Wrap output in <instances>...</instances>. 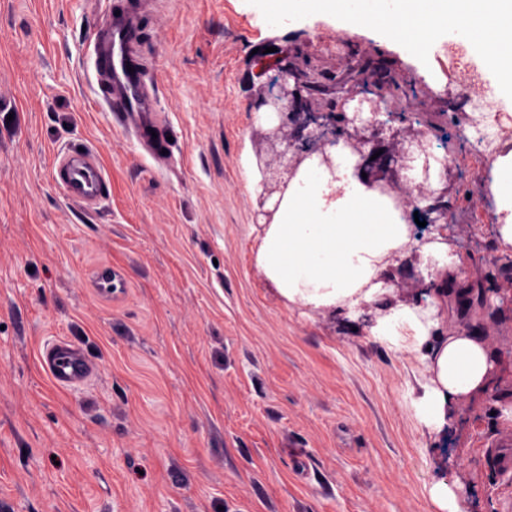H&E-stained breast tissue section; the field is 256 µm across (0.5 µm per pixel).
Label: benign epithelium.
<instances>
[{
    "mask_svg": "<svg viewBox=\"0 0 512 512\" xmlns=\"http://www.w3.org/2000/svg\"><path fill=\"white\" fill-rule=\"evenodd\" d=\"M271 68L275 74L258 87L251 108L268 116L263 137L273 144L283 143L285 147L279 154L280 168L272 171L271 180L275 186L264 189L259 206H265L273 193H285L298 165L313 154H320L322 162L331 165L326 146H333L341 139L358 141L369 147L368 151L361 153L360 169L367 174L370 186L381 192H402L403 185L399 181L386 180L381 173L400 160L411 158L412 147L420 145V132L409 133L405 147L395 148L378 140H370L362 135V128L356 125L361 107H351L354 112L352 117L345 112H314L308 103V95L312 94L311 82L299 78L288 58H281ZM289 124L293 125V131L286 135L283 129Z\"/></svg>",
    "mask_w": 512,
    "mask_h": 512,
    "instance_id": "1",
    "label": "benign epithelium"
}]
</instances>
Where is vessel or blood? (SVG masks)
<instances>
[{
	"instance_id": "1",
	"label": "vessel or blood",
	"mask_w": 512,
	"mask_h": 512,
	"mask_svg": "<svg viewBox=\"0 0 512 512\" xmlns=\"http://www.w3.org/2000/svg\"><path fill=\"white\" fill-rule=\"evenodd\" d=\"M150 3L151 0H126L119 15L96 32L94 51L96 65L108 79L113 111L123 114L139 145L157 157L164 143L153 136L159 126V114L156 98L145 82L149 65L140 51V22ZM52 176L68 200L87 208L97 205L107 187L105 169L96 154L89 150L72 151L56 159ZM94 279L107 284L116 295L122 294L127 286L125 274L114 267H98ZM39 359L50 379L62 388L83 383L96 371L92 361L65 339L47 344ZM490 465L501 477L512 476L511 438L494 441Z\"/></svg>"
}]
</instances>
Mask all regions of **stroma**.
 <instances>
[{"label": "stroma", "mask_w": 512, "mask_h": 512, "mask_svg": "<svg viewBox=\"0 0 512 512\" xmlns=\"http://www.w3.org/2000/svg\"><path fill=\"white\" fill-rule=\"evenodd\" d=\"M117 2L0 0V512H438L442 478L464 483L462 512H501L479 453L512 434V257L445 45L430 79L383 35L328 16L270 26L249 0H155L142 50L160 163L108 111L96 69ZM269 47L323 83L314 110L341 102L337 81L368 86L382 109L369 135L420 130L452 159L432 188L448 218L414 235L459 255L481 301L435 318L481 330L495 373L441 433L413 419V357L369 336L371 313L291 305L253 264L259 163L278 161L251 109ZM79 148L108 174L91 209L51 178ZM104 264L127 277L120 298L94 286ZM59 337L97 366L65 390L38 362Z\"/></svg>", "instance_id": "35a3bbf8"}]
</instances>
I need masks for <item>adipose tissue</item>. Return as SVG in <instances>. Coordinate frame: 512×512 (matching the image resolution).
Returning a JSON list of instances; mask_svg holds the SVG:
<instances>
[{"mask_svg":"<svg viewBox=\"0 0 512 512\" xmlns=\"http://www.w3.org/2000/svg\"><path fill=\"white\" fill-rule=\"evenodd\" d=\"M332 160L328 166L314 155L300 165L272 223L260 230L255 267L288 302L310 310L355 320L374 308L370 336L389 350L414 355V419L429 432H441L455 402L490 388L491 351L477 330L444 336L422 305L391 302L396 260L418 255L434 285L433 303L448 301L463 313L473 291L459 282V259L450 246L410 238L393 200L361 180L359 158L349 147L336 145ZM489 190L500 242L512 248V153L496 157Z\"/></svg>","mask_w":512,"mask_h":512,"instance_id":"1","label":"adipose tissue"}]
</instances>
